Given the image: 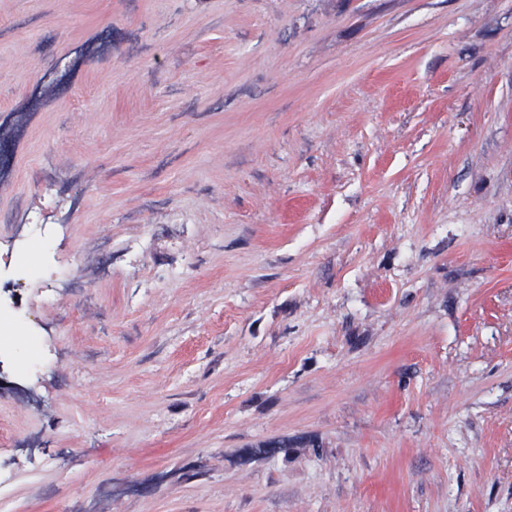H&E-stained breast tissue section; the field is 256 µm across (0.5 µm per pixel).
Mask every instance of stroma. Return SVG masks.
Wrapping results in <instances>:
<instances>
[{
	"label": "stroma",
	"instance_id": "stroma-1",
	"mask_svg": "<svg viewBox=\"0 0 512 512\" xmlns=\"http://www.w3.org/2000/svg\"><path fill=\"white\" fill-rule=\"evenodd\" d=\"M2 123L11 512H512V0H0ZM37 238L39 243L32 246L28 245L30 241ZM50 237L42 235L32 236L27 245L21 251L11 256L10 261L5 263L10 271L11 277L3 280L0 269V292L1 290L10 291L11 284L14 280H36L40 273V256L43 257L48 252Z\"/></svg>",
	"mask_w": 512,
	"mask_h": 512
}]
</instances>
